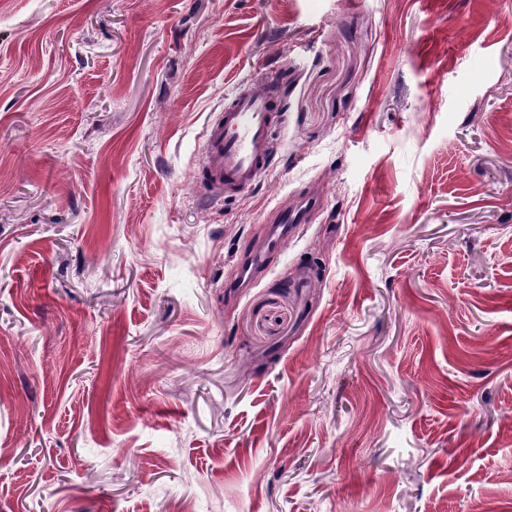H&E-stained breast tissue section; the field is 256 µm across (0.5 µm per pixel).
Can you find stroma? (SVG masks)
Returning <instances> with one entry per match:
<instances>
[{
	"instance_id": "35a3bbf8",
	"label": "stroma",
	"mask_w": 512,
	"mask_h": 512,
	"mask_svg": "<svg viewBox=\"0 0 512 512\" xmlns=\"http://www.w3.org/2000/svg\"><path fill=\"white\" fill-rule=\"evenodd\" d=\"M0 512H512V0H0ZM279 113L273 81L262 92L239 87L224 110L211 115L196 186L215 196L248 191L270 163L274 134L283 125ZM274 224L264 247L253 249L245 254L239 263L236 279L226 282L224 288L230 290L243 288L249 284L257 274L263 272L270 264L271 259L280 252L290 238L291 224L301 222L299 211L294 209H279L271 214Z\"/></svg>"
}]
</instances>
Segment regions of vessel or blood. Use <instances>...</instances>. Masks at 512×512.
<instances>
[{
  "instance_id": "vessel-or-blood-1",
  "label": "vessel or blood",
  "mask_w": 512,
  "mask_h": 512,
  "mask_svg": "<svg viewBox=\"0 0 512 512\" xmlns=\"http://www.w3.org/2000/svg\"><path fill=\"white\" fill-rule=\"evenodd\" d=\"M282 125L275 84L261 92L238 88L223 111L210 118L202 162L194 173L196 186L215 196L248 191L268 167L275 150L274 134ZM271 220L273 228L265 246L242 257L237 277L227 282V289L244 287L263 272L287 243L291 225L300 223L301 216L285 208L273 212Z\"/></svg>"
}]
</instances>
